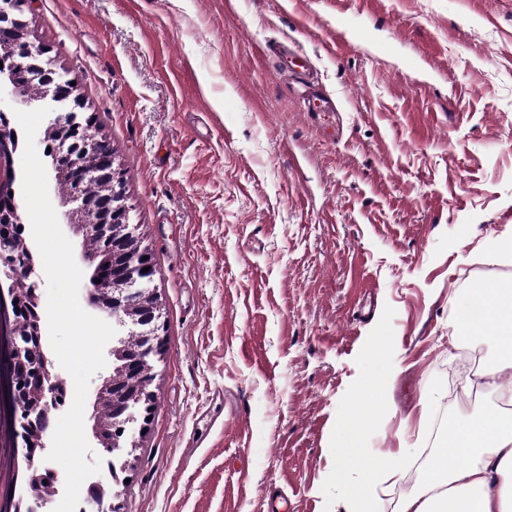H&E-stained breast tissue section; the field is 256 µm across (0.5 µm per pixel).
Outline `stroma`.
Wrapping results in <instances>:
<instances>
[{
  "instance_id": "1",
  "label": "stroma",
  "mask_w": 512,
  "mask_h": 512,
  "mask_svg": "<svg viewBox=\"0 0 512 512\" xmlns=\"http://www.w3.org/2000/svg\"><path fill=\"white\" fill-rule=\"evenodd\" d=\"M152 255L162 350L106 512H345L340 430L422 468L477 281L512 279V0H30ZM306 54L307 114L270 51Z\"/></svg>"
}]
</instances>
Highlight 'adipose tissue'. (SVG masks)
Listing matches in <instances>:
<instances>
[{
	"mask_svg": "<svg viewBox=\"0 0 512 512\" xmlns=\"http://www.w3.org/2000/svg\"><path fill=\"white\" fill-rule=\"evenodd\" d=\"M483 306L475 319H463L458 330L482 335L496 351L484 385L498 389V379L512 372V289L486 282L477 291ZM358 419H349L341 436L351 460L360 462L362 478L345 487L347 512H376L386 482L399 478L393 462L373 465L355 445ZM398 512H512V414L473 410L454 423L452 436L428 463L420 489L407 495Z\"/></svg>",
	"mask_w": 512,
	"mask_h": 512,
	"instance_id": "ef3b65f1",
	"label": "adipose tissue"
}]
</instances>
